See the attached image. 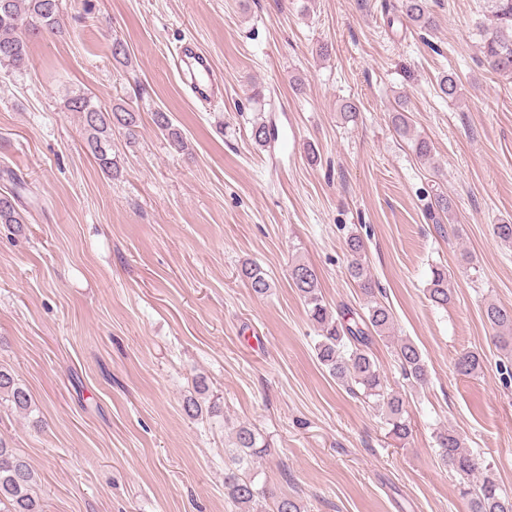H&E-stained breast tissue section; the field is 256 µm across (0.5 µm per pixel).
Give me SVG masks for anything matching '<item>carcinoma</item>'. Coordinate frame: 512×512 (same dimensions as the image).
<instances>
[{
    "instance_id": "obj_1",
    "label": "carcinoma",
    "mask_w": 512,
    "mask_h": 512,
    "mask_svg": "<svg viewBox=\"0 0 512 512\" xmlns=\"http://www.w3.org/2000/svg\"><path fill=\"white\" fill-rule=\"evenodd\" d=\"M392 9L420 31L430 32L436 28L435 16L427 0H397ZM487 9L489 24L481 26V52L491 72L512 78V0H488ZM60 26L61 0H0V66L24 67L29 60L31 38L52 33ZM438 88L445 98L458 96L457 78L451 73L441 77ZM66 109L81 114L86 147L100 169L109 176L117 173L118 167L112 158V132L123 128L129 137H134L138 113L117 105L102 108L85 93L68 97ZM407 112L406 100L400 99L391 116L394 131L403 137L411 131ZM153 123L168 137L171 146L177 150L185 148L184 138L169 113L154 112ZM252 136L257 145L266 146L272 139L271 126L265 120L256 122ZM15 198L14 194H0V224H14L19 228L24 218L16 207ZM347 247L351 256L350 276L366 294L373 295L372 279L362 261L364 245L361 237L350 234ZM241 277L258 296L266 295L272 288L267 273L252 262L242 265ZM289 278L304 299L311 320L320 328V339L314 346L319 364L347 392L373 401L384 415L388 434L398 440L407 439L412 429L404 416V400L388 386L372 352L375 341L387 338L393 327L391 307L374 299L364 315L349 308L334 314L323 300L314 267L296 261L290 267ZM427 293L435 304L448 305L451 296L446 268L435 266L431 269ZM485 317L496 330L501 348L506 350L504 360L499 362L501 379L506 383L512 380V310L490 302L485 307ZM395 356L405 379L418 385L428 382L425 360L411 341H400ZM480 368V354L474 351L463 352L455 360V369L462 376H472ZM0 394L19 410L30 406L27 391L9 370L2 367ZM183 409L191 418L221 413L220 404L210 398L209 388L203 380L195 381L193 393L183 401ZM436 442L442 463L464 480L461 494L468 498L470 512H512V499L502 492L492 477L486 475L480 481L470 480L477 463L455 431L438 432ZM231 446L230 460L234 467L224 475V492L239 512H262L266 491L256 488L254 478L243 465L265 453L268 444L255 427L241 424L234 431ZM35 484L31 466L0 443V504L8 503L7 512H42Z\"/></svg>"
}]
</instances>
